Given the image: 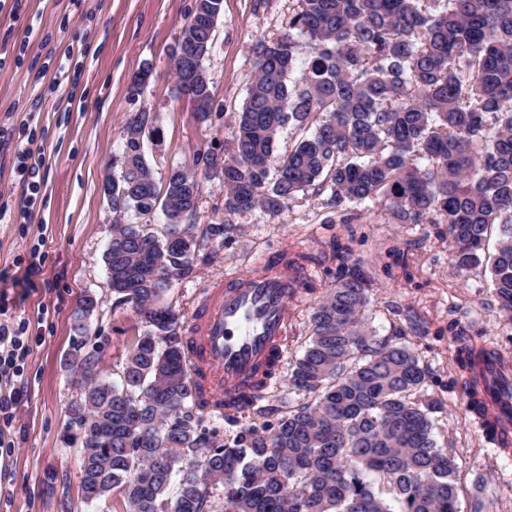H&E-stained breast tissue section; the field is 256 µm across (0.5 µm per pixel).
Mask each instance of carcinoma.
Instances as JSON below:
<instances>
[{"label": "carcinoma", "mask_w": 512, "mask_h": 512, "mask_svg": "<svg viewBox=\"0 0 512 512\" xmlns=\"http://www.w3.org/2000/svg\"><path fill=\"white\" fill-rule=\"evenodd\" d=\"M223 3L195 0L183 25L202 71ZM287 28L257 42L224 154L173 167L160 186L144 149L156 113L127 122L104 260L115 303L132 305L145 331L117 386L81 355L87 312L78 310L82 381L70 415L82 432L81 488L97 499L120 490L126 512H459L455 460L434 437L441 406L426 396L429 371L408 345L369 330L367 282L342 248L336 287L317 303L287 379L309 400L273 419L249 401L205 411L184 324L163 297L195 276L201 249L237 236L234 215L259 209L275 219L311 190L345 224L350 210L381 202L397 224L447 225L456 271L488 272L497 309L512 322V0H298ZM293 30L306 38L302 60ZM171 62L176 94L204 98L198 116L209 120L210 85L185 89L176 48ZM287 126L297 143L277 155ZM217 173L224 221L199 237L191 221L201 179ZM158 209L171 226L162 240L123 223L130 211ZM494 224L499 243L489 253ZM471 330L448 324L452 384L480 419L487 408L475 395L491 346Z\"/></svg>", "instance_id": "cac0c4a2"}]
</instances>
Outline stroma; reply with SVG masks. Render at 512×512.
I'll list each match as a JSON object with an SVG mask.
<instances>
[{"label": "stroma", "mask_w": 512, "mask_h": 512, "mask_svg": "<svg viewBox=\"0 0 512 512\" xmlns=\"http://www.w3.org/2000/svg\"><path fill=\"white\" fill-rule=\"evenodd\" d=\"M20 15L0 8V48L16 63L0 67V126L33 140L45 160L46 184L27 224L0 222V302L26 329L22 362L26 391L7 428L15 450L0 454V512H125L120 492L86 502L79 473L81 433L69 418L80 375L71 356L74 318L85 293L98 308L87 318L84 353L95 355L103 379L119 382L123 362L144 325L132 305L113 306L104 254L112 237V208L100 185L123 142L130 116L149 109L158 132L145 141L156 181L175 166L193 167L198 153L223 152L234 136L228 113L247 96L257 41L285 31L297 0H224L204 65L216 111L198 118L193 102L173 90L170 56L194 0H27ZM80 69L74 82L55 86L50 66L62 56ZM150 65L153 77L131 95L133 75ZM45 71L42 101L32 108L28 77ZM325 196L300 194L280 219L252 210L235 215L242 234L201 251L194 278L173 284L164 300L189 322L207 284L281 250L313 259V290L295 311L286 361L299 357L311 334V313L333 287L336 245L347 247L368 278L367 321L379 336L403 331V340L430 372L429 398L439 402L436 439L455 458L460 512L482 497L488 512H512V455H495L451 381L456 345L453 320L473 321L499 349L512 352V325L500 318L484 270L461 275L450 260L443 224H396L378 204L348 224L327 221ZM43 262L30 281V252Z\"/></svg>", "instance_id": "1"}]
</instances>
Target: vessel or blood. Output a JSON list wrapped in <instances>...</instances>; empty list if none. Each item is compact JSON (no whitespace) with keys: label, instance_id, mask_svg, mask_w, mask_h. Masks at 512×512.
Masks as SVG:
<instances>
[{"label":"vessel or blood","instance_id":"b4317fda","mask_svg":"<svg viewBox=\"0 0 512 512\" xmlns=\"http://www.w3.org/2000/svg\"><path fill=\"white\" fill-rule=\"evenodd\" d=\"M310 278L303 260L278 253L203 292L189 323V362L206 399L237 404L281 369Z\"/></svg>","mask_w":512,"mask_h":512}]
</instances>
